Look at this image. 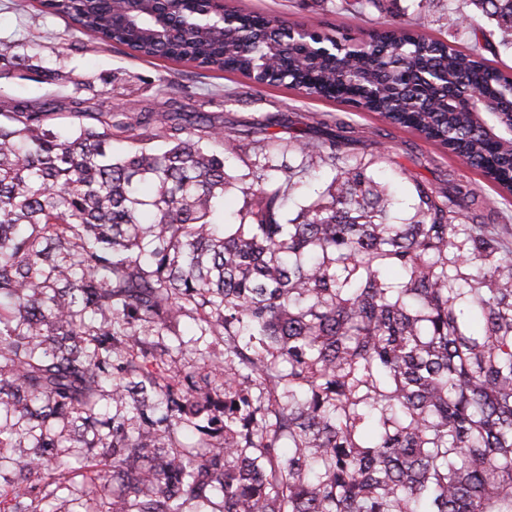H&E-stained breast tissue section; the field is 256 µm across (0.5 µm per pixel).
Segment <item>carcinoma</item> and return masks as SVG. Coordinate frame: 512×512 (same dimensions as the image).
Instances as JSON below:
<instances>
[{"label":"carcinoma","instance_id":"1","mask_svg":"<svg viewBox=\"0 0 512 512\" xmlns=\"http://www.w3.org/2000/svg\"><path fill=\"white\" fill-rule=\"evenodd\" d=\"M380 0H336L355 18ZM467 47L392 24L343 69L259 13L230 21L210 0H40L72 36L142 57L307 87L434 142L512 192V79L483 52L482 22L512 49V0H465ZM40 36L0 48V80L47 85ZM68 106L0 93V450L20 425L59 423L103 448L75 467L50 450L37 489L0 487L30 512L81 483L107 512H512V249L466 210L474 189L414 182L413 214L359 131L327 114L264 113L226 130L208 112L150 101ZM485 96L496 114L459 102ZM280 122L284 143L269 136ZM255 157L239 182L227 160ZM325 172L295 216L289 202ZM243 196L231 217L216 204ZM183 320L224 349L175 373L165 337ZM112 414H102V401Z\"/></svg>","mask_w":512,"mask_h":512}]
</instances>
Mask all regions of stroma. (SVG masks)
<instances>
[{"mask_svg": "<svg viewBox=\"0 0 512 512\" xmlns=\"http://www.w3.org/2000/svg\"><path fill=\"white\" fill-rule=\"evenodd\" d=\"M225 5L265 15H274L288 25L322 22L325 29L339 27L350 36L364 39L375 30L392 22L412 24L425 22L427 32L441 40L460 45L472 41L471 33L453 26L455 10L461 0H434L427 15H419L417 0H382L379 11L363 22L337 12L334 0H224ZM44 37L42 55L69 71L77 81L101 85L103 77H111L118 93L112 98L117 107L129 108L136 101L149 99L165 105L166 89H187L189 106H204L206 111L223 120L225 125H239L254 114L330 112L357 126L361 140L353 151L359 155L377 153L374 166L380 177L391 170L405 168L422 184L440 185L447 176L471 183L490 202L483 217L493 224L512 246V197L501 199L497 189L479 172L465 167L436 145L414 132L393 127L376 114L354 112L333 101L308 97L284 87H263L247 93L244 79L221 71L199 69L184 63L161 59H143L122 47L112 48L89 38L74 39L64 19L43 13L39 0H0V42L22 38L27 32Z\"/></svg>", "mask_w": 512, "mask_h": 512, "instance_id": "1", "label": "stroma"}]
</instances>
